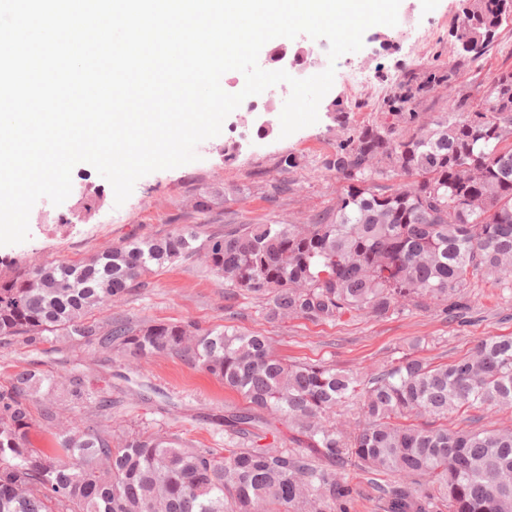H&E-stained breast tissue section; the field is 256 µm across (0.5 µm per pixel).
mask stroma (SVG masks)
<instances>
[{
  "label": "stroma",
  "mask_w": 512,
  "mask_h": 512,
  "mask_svg": "<svg viewBox=\"0 0 512 512\" xmlns=\"http://www.w3.org/2000/svg\"><path fill=\"white\" fill-rule=\"evenodd\" d=\"M459 10V0H401L396 26L369 28L362 49L343 56L368 74L371 90H350L342 77H335L319 104L317 123L284 138L280 113L291 88H269L256 96V111H233L219 136L197 146V161L142 177L122 206H115L110 184L91 165H76L69 197L58 206L40 199L30 213L28 240L0 246V277L16 265L81 262L137 237L162 236L179 224H199L209 233L229 223L303 221L333 206L336 176L324 168V157L347 131L390 125L383 101L400 92L409 73L454 69V86L477 99L492 77L512 70V22L502 25L478 62L456 66ZM340 109L346 120L342 126L333 119ZM265 121L270 124L266 130L261 127ZM241 124L249 129L247 138L234 155H225V140ZM285 152L300 160L299 167L286 173L276 166ZM276 181L288 182L290 190L272 202L267 193ZM200 200L205 203L201 209L196 206ZM59 224L67 225V235L56 232ZM465 294L470 309L460 318L432 304L383 319L346 314L333 323L301 318L271 323L252 295L227 294L223 278L211 273L198 254L153 267L140 284L93 317L103 326L114 319L134 325L192 322L203 330L231 326L272 337L278 354L288 361H325L363 376L413 350L435 363L450 362L484 338L512 336L511 286L475 280ZM27 369L58 381L73 376L86 380L93 402L65 406L76 422L96 419L118 434L159 428L198 448L227 444L228 435L211 418L245 405L215 378L173 355L137 362L78 342L0 339V384ZM98 399L110 400L111 410L96 414L93 403ZM336 474L354 490L348 512H382L374 486L388 483V476L363 472L348 462L337 464Z\"/></svg>",
  "instance_id": "1"
}]
</instances>
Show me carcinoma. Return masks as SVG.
I'll list each match as a JSON object with an SVG mask.
<instances>
[{"instance_id": "1", "label": "carcinoma", "mask_w": 512, "mask_h": 512, "mask_svg": "<svg viewBox=\"0 0 512 512\" xmlns=\"http://www.w3.org/2000/svg\"><path fill=\"white\" fill-rule=\"evenodd\" d=\"M462 12L459 65L491 49L512 0H462ZM452 77L409 75L407 94L385 103L401 135L367 125L326 156L339 182L334 207L299 224H226L204 240L206 266L260 300L273 322L383 318L427 301L460 315L472 280L511 278L512 70L475 104L458 91L431 123L405 111ZM394 178L402 182L377 184ZM199 237L197 225L182 224L85 263L18 269L0 279V337H65L137 360L176 355L247 401L217 421L250 447L68 427L55 400L41 417L58 430V447L30 448V392L45 383L53 392L56 382L23 371L0 386V512H347L352 488L335 470L344 461L398 475L381 489L385 512H512V431L472 426L512 406V337L485 338L450 364L406 353L362 379L323 361L288 363L261 334L90 320L151 266L195 256ZM343 406L357 410L352 427L336 422ZM453 415L461 425L450 429ZM275 418L296 429L297 449L259 444Z\"/></svg>"}]
</instances>
